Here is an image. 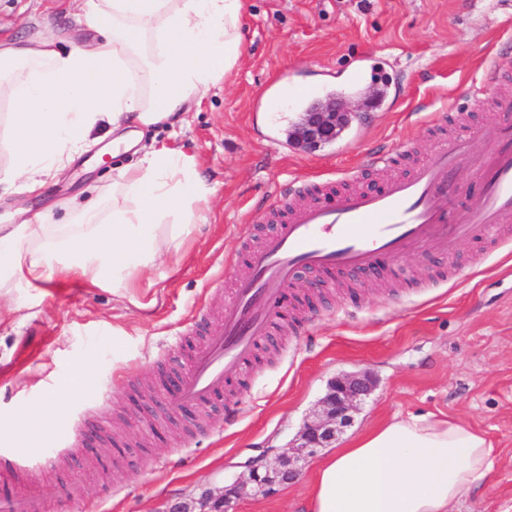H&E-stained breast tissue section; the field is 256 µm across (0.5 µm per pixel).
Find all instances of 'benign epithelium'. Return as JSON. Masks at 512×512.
<instances>
[{
    "instance_id": "obj_1",
    "label": "benign epithelium",
    "mask_w": 512,
    "mask_h": 512,
    "mask_svg": "<svg viewBox=\"0 0 512 512\" xmlns=\"http://www.w3.org/2000/svg\"><path fill=\"white\" fill-rule=\"evenodd\" d=\"M350 115V108L342 99L318 102L302 113L294 126L293 137L311 149L331 143L341 135ZM373 390L374 382L365 373L332 380L314 419L305 424L299 443L292 447V454L283 453L269 463L266 461L269 450H264L245 463L242 480L234 487V494H203L195 501L194 512H215L213 503L219 498L224 500V512H233V497L266 495L274 486L292 482L317 449L334 447L339 435L351 425L358 404Z\"/></svg>"
}]
</instances>
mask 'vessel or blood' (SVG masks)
<instances>
[{
    "mask_svg": "<svg viewBox=\"0 0 512 512\" xmlns=\"http://www.w3.org/2000/svg\"><path fill=\"white\" fill-rule=\"evenodd\" d=\"M465 165L477 173L481 195L476 206L460 210L455 175ZM509 239L511 124L500 125L493 139L470 128L438 146L409 177L378 190H323L319 202L291 207L263 243L244 254L233 294L181 376L175 404L200 406L223 394L250 362L300 271L352 275L389 257L398 263L395 277L404 280L407 260L420 250L450 255L468 241L485 254ZM62 460L59 448L39 454L19 448L0 458V512H46L50 488L31 475Z\"/></svg>",
    "mask_w": 512,
    "mask_h": 512,
    "instance_id": "1",
    "label": "vessel or blood"
}]
</instances>
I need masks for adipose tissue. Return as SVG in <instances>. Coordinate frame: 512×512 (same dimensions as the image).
Wrapping results in <instances>:
<instances>
[{
  "mask_svg": "<svg viewBox=\"0 0 512 512\" xmlns=\"http://www.w3.org/2000/svg\"><path fill=\"white\" fill-rule=\"evenodd\" d=\"M244 0H79L76 22L94 32L74 44L54 33L0 39V189L43 187L97 141L125 127L169 122L229 78L242 51ZM210 190L197 163L160 147L112 181V204L79 208L55 234L17 210L0 225V277L30 288L49 279L144 287L157 261L176 265L208 223ZM496 450L483 432L431 412L370 428L316 464L305 512H449L482 488Z\"/></svg>",
  "mask_w": 512,
  "mask_h": 512,
  "instance_id": "obj_1",
  "label": "adipose tissue"
}]
</instances>
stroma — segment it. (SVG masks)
Instances as JSON below:
<instances>
[{"instance_id": "1", "label": "stroma", "mask_w": 512, "mask_h": 512, "mask_svg": "<svg viewBox=\"0 0 512 512\" xmlns=\"http://www.w3.org/2000/svg\"><path fill=\"white\" fill-rule=\"evenodd\" d=\"M47 29L76 43L93 37L54 0H0V38ZM242 36L230 78L185 122L141 128L137 148L95 165L81 155L39 191L0 196V225L15 223L21 206L33 217L51 213L62 233L69 202L111 197L113 170L161 144L193 156L212 190L208 223L178 266L147 271L150 287L126 295L55 280L0 287V304L18 309L0 324V454L22 445L6 423L60 391L68 415L93 419L103 436L93 454L56 473L65 497L52 512H164L230 487L263 449L288 452L330 381L365 372L376 388L346 437L395 416L462 419L498 455L485 486L454 512H512V252L478 261L463 242L456 261L467 273L444 285L432 280L447 258L421 253L410 263L420 288L383 273L366 283L344 278L303 305L286 300L283 315L301 320L296 332L274 333L234 395L198 421L138 400L146 382L187 366L172 345L196 343V311L217 320L225 295L209 284L231 279L236 247L271 226L278 191L325 180L340 192L369 190L406 175L464 123L492 133L512 113V0H245ZM492 67L509 81L473 111ZM285 81L302 97L269 111L267 98ZM334 95L358 108L342 136L314 149L297 144L291 132L304 105ZM402 143L408 151L363 169L368 153ZM72 379L76 389L62 392ZM312 472L305 467L267 497L235 500V512H301Z\"/></svg>"}]
</instances>
